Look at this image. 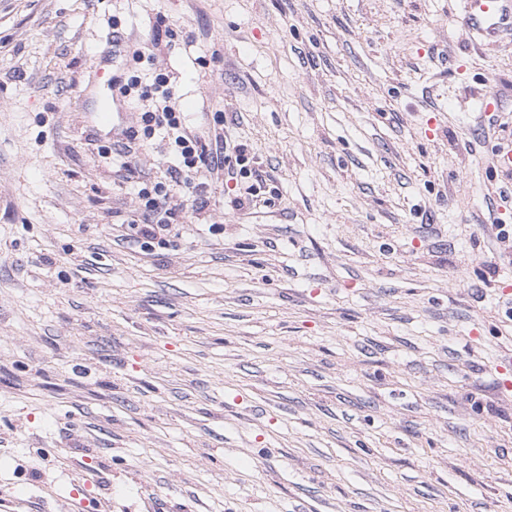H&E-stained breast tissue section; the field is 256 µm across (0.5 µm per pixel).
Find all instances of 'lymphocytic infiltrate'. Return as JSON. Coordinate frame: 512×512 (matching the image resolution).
Wrapping results in <instances>:
<instances>
[{
	"instance_id": "lymphocytic-infiltrate-1",
	"label": "lymphocytic infiltrate",
	"mask_w": 512,
	"mask_h": 512,
	"mask_svg": "<svg viewBox=\"0 0 512 512\" xmlns=\"http://www.w3.org/2000/svg\"><path fill=\"white\" fill-rule=\"evenodd\" d=\"M130 88L136 89L141 100L158 103L155 112H144L142 131H129L130 139L158 137L168 142L167 175L165 179L142 183L137 191L140 201L137 217L131 225L136 235L152 240L166 231L175 216L194 218L206 205V186L195 182L202 169H227L238 179L234 204L247 209L257 196L255 160L247 146L228 142L223 133L213 139L190 134L185 129V116L172 105L173 96L167 74H153L149 80L131 77Z\"/></svg>"
}]
</instances>
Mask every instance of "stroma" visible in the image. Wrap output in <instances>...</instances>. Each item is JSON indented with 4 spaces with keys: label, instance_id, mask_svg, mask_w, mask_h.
<instances>
[{
    "label": "stroma",
    "instance_id": "1",
    "mask_svg": "<svg viewBox=\"0 0 512 512\" xmlns=\"http://www.w3.org/2000/svg\"><path fill=\"white\" fill-rule=\"evenodd\" d=\"M155 71L263 187L144 246ZM506 142L459 0H0V512H512Z\"/></svg>",
    "mask_w": 512,
    "mask_h": 512
}]
</instances>
